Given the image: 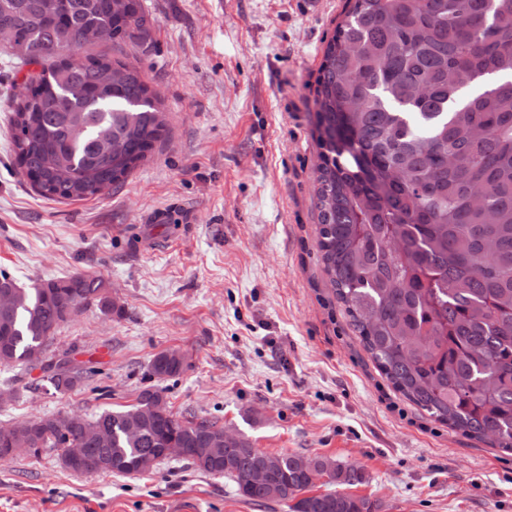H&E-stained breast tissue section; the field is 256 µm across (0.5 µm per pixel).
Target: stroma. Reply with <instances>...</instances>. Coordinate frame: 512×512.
I'll use <instances>...</instances> for the list:
<instances>
[{
    "label": "stroma",
    "instance_id": "stroma-1",
    "mask_svg": "<svg viewBox=\"0 0 512 512\" xmlns=\"http://www.w3.org/2000/svg\"><path fill=\"white\" fill-rule=\"evenodd\" d=\"M141 40L86 46L134 63L168 109L150 159L95 199L39 196L12 150L10 109L32 66L0 44V270L19 286L105 280L118 313L82 307L48 351L74 349L100 388L59 394L40 368L0 367V425L134 403L149 365L176 414L219 417L265 453L363 469L380 512H512V454L431 419L380 374L326 282L313 204L315 78L346 0H143ZM169 210L171 220L152 223ZM59 450L0 461V512H290L168 460L79 475ZM186 365V358L179 350L166 349L153 357L149 371L152 377L161 382L180 375Z\"/></svg>",
    "mask_w": 512,
    "mask_h": 512
}]
</instances>
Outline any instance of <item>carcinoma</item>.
<instances>
[{
	"instance_id": "obj_1",
	"label": "carcinoma",
	"mask_w": 512,
	"mask_h": 512,
	"mask_svg": "<svg viewBox=\"0 0 512 512\" xmlns=\"http://www.w3.org/2000/svg\"><path fill=\"white\" fill-rule=\"evenodd\" d=\"M143 0H0V28L45 63L12 110L13 151L32 187L57 201L96 198L145 161L165 131L159 91L135 65L83 54L90 27L112 42L148 35ZM321 164L315 176L323 271L375 366L430 417L512 452V0H353L323 53L316 80ZM370 173L364 174V168ZM0 366L42 363L55 392L95 380V367L45 356L73 305L112 312L105 282L76 273L28 288L0 271ZM185 356L166 349L150 375H180ZM165 388L94 418L25 420L6 448H87L96 474H141L184 449L195 472L223 475L245 500L291 512H379L376 501L321 479L365 481L328 456L268 454L243 434L221 459L203 448L224 431L216 418L172 413L130 421ZM99 426L92 442L87 426ZM266 470L265 480L253 471Z\"/></svg>"
}]
</instances>
